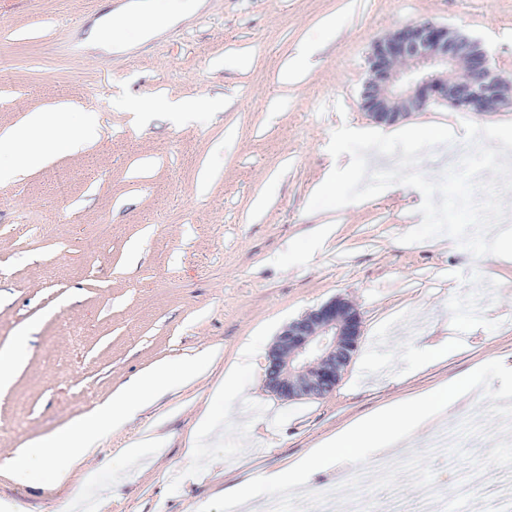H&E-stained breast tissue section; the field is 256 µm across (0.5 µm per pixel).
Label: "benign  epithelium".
<instances>
[{"instance_id":"1","label":"benign epithelium","mask_w":512,"mask_h":512,"mask_svg":"<svg viewBox=\"0 0 512 512\" xmlns=\"http://www.w3.org/2000/svg\"><path fill=\"white\" fill-rule=\"evenodd\" d=\"M368 63L372 78L363 107L378 123L419 111L432 96L474 112L512 102V87L480 44L432 22L409 24L376 41ZM361 328L359 313L341 297L289 323L268 354V391L284 400L331 392L358 348Z\"/></svg>"}]
</instances>
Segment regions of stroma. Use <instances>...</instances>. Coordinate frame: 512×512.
<instances>
[{
  "mask_svg": "<svg viewBox=\"0 0 512 512\" xmlns=\"http://www.w3.org/2000/svg\"><path fill=\"white\" fill-rule=\"evenodd\" d=\"M202 2L130 44L74 53L67 40L83 41L118 0H0V132L61 103L70 123L99 126L93 145L0 182V351L25 344L0 388V462L131 378L159 366L176 376L186 358L219 352L102 441L85 464L92 480L0 477V512H229L226 489L286 468L348 421L492 360L512 367V263L473 259L444 236L398 243L422 220L419 191L305 211L339 127L372 123L361 106L372 43L410 23L445 25L481 42L512 85V0ZM306 45L305 74L288 81ZM163 96L208 109L174 122L126 107ZM331 101L342 111H326ZM439 120L498 117L433 100L403 123ZM338 296L362 331L332 393L280 399L261 363L213 397L242 346L270 347ZM450 332L466 350L417 371L422 347ZM146 433L152 445L121 455ZM432 467L444 497L464 476L482 501L512 488V470Z\"/></svg>",
  "mask_w": 512,
  "mask_h": 512,
  "instance_id": "35a3bbf8",
  "label": "stroma"
}]
</instances>
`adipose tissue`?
I'll return each mask as SVG.
<instances>
[{
  "mask_svg": "<svg viewBox=\"0 0 512 512\" xmlns=\"http://www.w3.org/2000/svg\"><path fill=\"white\" fill-rule=\"evenodd\" d=\"M193 8L192 0H142L136 21L158 30L173 19L189 14ZM96 136L94 125L69 124L64 111L29 113L21 129L0 133V178L9 179L40 164L53 144L77 149L92 142ZM174 380L162 367L141 374L131 384L116 391L109 404L74 421L51 439L31 441L0 467V475L15 478L26 470L29 462L38 461L51 470L54 484H70L84 462L96 453L102 438L125 427L130 417L168 391Z\"/></svg>",
  "mask_w": 512,
  "mask_h": 512,
  "instance_id": "ef3b65f1",
  "label": "adipose tissue"
}]
</instances>
